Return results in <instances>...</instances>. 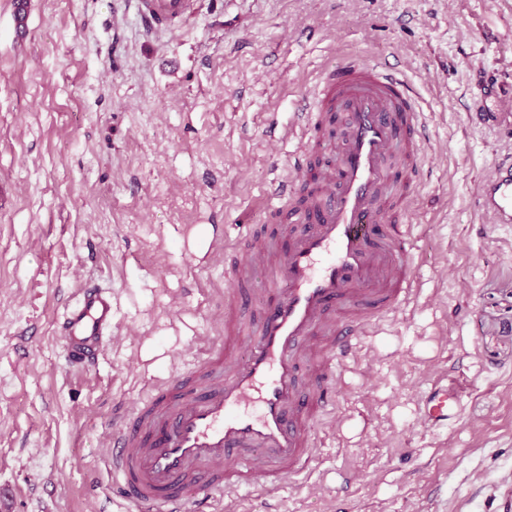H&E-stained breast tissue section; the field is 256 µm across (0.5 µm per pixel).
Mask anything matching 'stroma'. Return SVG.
<instances>
[{
	"mask_svg": "<svg viewBox=\"0 0 512 512\" xmlns=\"http://www.w3.org/2000/svg\"><path fill=\"white\" fill-rule=\"evenodd\" d=\"M347 53L407 77L425 160L418 293L337 367L307 476L237 512H512V228L477 202L512 132V0H197L147 33L132 0H0V512H123L115 409L224 324L225 238L266 224L275 166ZM95 283L112 338L70 370L56 318ZM458 422L420 421L437 381Z\"/></svg>",
	"mask_w": 512,
	"mask_h": 512,
	"instance_id": "stroma-1",
	"label": "stroma"
}]
</instances>
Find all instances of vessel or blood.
<instances>
[{"mask_svg": "<svg viewBox=\"0 0 512 512\" xmlns=\"http://www.w3.org/2000/svg\"><path fill=\"white\" fill-rule=\"evenodd\" d=\"M194 6L137 0L156 32L177 30ZM313 106L292 127L299 152L270 188L275 233L252 237L231 268L223 335L205 337L188 368L114 419L104 463L124 512H222L232 490L271 492L298 478L313 460L311 417L336 404L334 363L414 292L413 227L392 214L398 182L422 169L409 149L420 137L410 85L349 55L325 72ZM480 208L492 226L512 224V162L495 164ZM58 332L70 368L87 370L112 335L111 292L81 288ZM461 407L458 391L431 389L422 421L448 427Z\"/></svg>", "mask_w": 512, "mask_h": 512, "instance_id": "b4317fda", "label": "vessel or blood"}]
</instances>
